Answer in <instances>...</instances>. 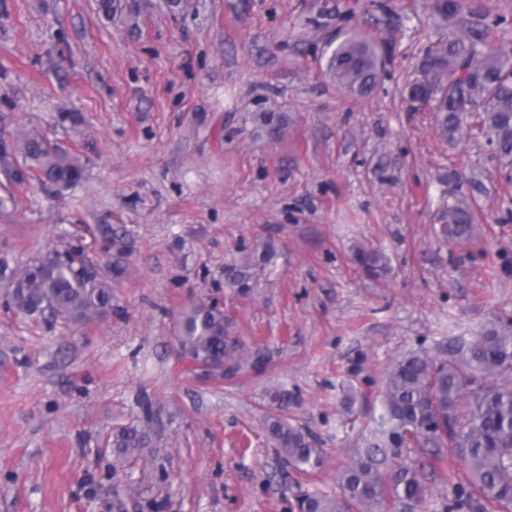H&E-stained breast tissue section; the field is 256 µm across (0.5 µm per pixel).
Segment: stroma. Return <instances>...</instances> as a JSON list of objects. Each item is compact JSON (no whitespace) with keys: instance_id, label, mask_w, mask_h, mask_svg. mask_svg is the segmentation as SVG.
I'll list each match as a JSON object with an SVG mask.
<instances>
[{"instance_id":"obj_1","label":"stroma","mask_w":512,"mask_h":512,"mask_svg":"<svg viewBox=\"0 0 512 512\" xmlns=\"http://www.w3.org/2000/svg\"><path fill=\"white\" fill-rule=\"evenodd\" d=\"M435 3L112 0L106 15L98 0H0V135L41 134L86 168L12 202L0 177V257L92 224L123 226L128 252L102 319L52 328L0 303V512H298L305 492L339 496L397 360L512 327V159L470 117L451 145L406 93L439 37L484 28L512 57V0H457L445 20ZM345 33L387 54L368 94L326 72ZM264 112L283 117L279 139ZM446 198L472 206V239L439 235ZM360 249L381 255V276L354 263ZM240 266L246 292L227 278ZM201 302L260 369L227 378L181 357L176 323ZM273 385L324 451L312 474L268 438ZM149 406L164 427L113 447ZM411 460L422 512H446L462 460ZM149 434L145 430H139L137 427L126 428L119 431L112 440L115 448H143L147 444Z\"/></svg>"}]
</instances>
